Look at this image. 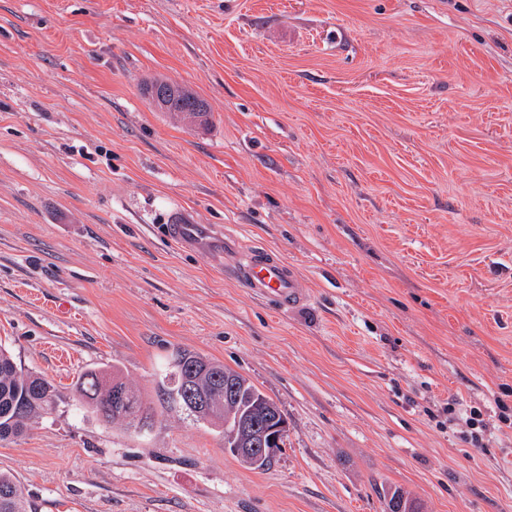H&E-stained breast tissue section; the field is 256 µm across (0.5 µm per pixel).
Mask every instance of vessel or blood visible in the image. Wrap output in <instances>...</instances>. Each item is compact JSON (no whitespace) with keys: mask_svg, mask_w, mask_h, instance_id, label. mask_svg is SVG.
<instances>
[{"mask_svg":"<svg viewBox=\"0 0 512 512\" xmlns=\"http://www.w3.org/2000/svg\"><path fill=\"white\" fill-rule=\"evenodd\" d=\"M168 229L170 237L185 249L212 251L224 243L215 226L193 223L180 213L173 214ZM230 273L245 288L274 301L278 308H292L306 299L293 271L271 251L250 252L244 261L231 267Z\"/></svg>","mask_w":512,"mask_h":512,"instance_id":"1","label":"vessel or blood"}]
</instances>
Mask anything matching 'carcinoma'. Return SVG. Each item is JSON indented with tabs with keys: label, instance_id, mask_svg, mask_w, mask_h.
I'll return each mask as SVG.
<instances>
[{
	"label": "carcinoma",
	"instance_id": "1",
	"mask_svg": "<svg viewBox=\"0 0 512 512\" xmlns=\"http://www.w3.org/2000/svg\"><path fill=\"white\" fill-rule=\"evenodd\" d=\"M161 112H171L180 119L195 122L209 112L208 104L185 87L175 83ZM234 381V403L249 410L253 421H266L273 417L279 405L262 393L248 378L197 352L174 350L161 378L163 408L179 412L196 422L207 423L224 433V410L200 411L188 404L184 394L185 379L204 390L211 403L224 402V375ZM124 389L122 402L112 399L113 386ZM78 401L82 407L95 413L107 424H124L136 428L151 408L145 404L140 391L124 380L121 370L114 366L107 371H87L76 384ZM54 387L44 377L18 366L10 350L0 345V439L21 434L35 417L46 413L52 406ZM378 494L384 512H419L410 493L403 488L383 482ZM0 512H30V506L14 476L0 472Z\"/></svg>",
	"mask_w": 512,
	"mask_h": 512
}]
</instances>
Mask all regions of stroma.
I'll return each mask as SVG.
<instances>
[{"label": "stroma", "instance_id": "obj_1", "mask_svg": "<svg viewBox=\"0 0 512 512\" xmlns=\"http://www.w3.org/2000/svg\"><path fill=\"white\" fill-rule=\"evenodd\" d=\"M155 77L205 124L157 111ZM179 210L308 301L174 246ZM0 343L55 389L0 441L34 512H383L381 482L512 512V0H0ZM176 349L277 401L268 470L161 408ZM112 366L142 430L78 404ZM185 89L177 83H173V89L164 101V106L156 107L160 112H173L171 114L180 117L183 121L195 122L196 119L206 116L209 112L208 104L191 91L186 94ZM199 108L203 112H194ZM229 273L244 288L274 301L280 309L298 306L306 300L293 271L271 251L252 250L244 261L231 267ZM448 414L454 415L453 420L457 421V424H463L470 430L468 431L470 433V442L474 447H485V439L488 441V437L484 431V426L481 420L482 413L479 408H456L455 404H449Z\"/></svg>", "mask_w": 512, "mask_h": 512}]
</instances>
